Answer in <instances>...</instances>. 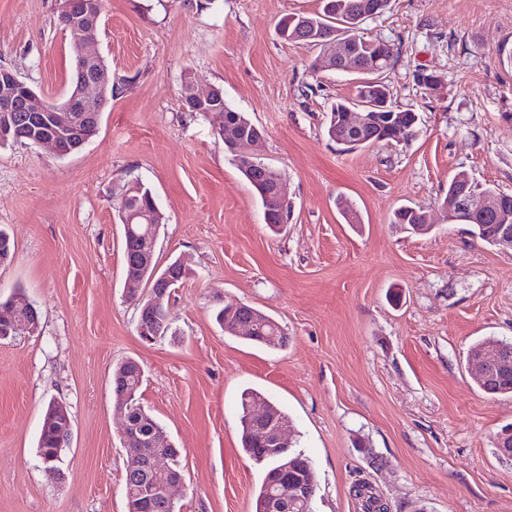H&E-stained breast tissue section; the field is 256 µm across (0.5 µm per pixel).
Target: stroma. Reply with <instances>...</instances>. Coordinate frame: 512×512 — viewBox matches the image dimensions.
Masks as SVG:
<instances>
[{"label": "stroma", "instance_id": "1", "mask_svg": "<svg viewBox=\"0 0 512 512\" xmlns=\"http://www.w3.org/2000/svg\"><path fill=\"white\" fill-rule=\"evenodd\" d=\"M57 0H0V67L50 102L71 85ZM319 0H106L94 52L113 95L97 134L64 158L0 147V228L13 243L0 297L41 312L33 335L0 343V512H127L129 457L112 367L137 359L140 401L180 450V512H253L262 470L240 450V394L277 402L317 473L313 512H361L364 484L389 512H512V459L495 453L512 396L465 367L484 338L512 342V252L444 219L464 171L512 194V0H389L364 33L393 47V99L419 120L401 143L353 151L325 131L352 75L312 74L316 47L275 31ZM441 79L430 90L420 73ZM219 86L264 131L262 160L293 206L280 233L225 153L211 114L185 111V82ZM149 187L165 216L159 262L189 274L170 304L175 335L142 341L124 295L117 183ZM358 212L344 220L338 202ZM424 208L426 235L394 223ZM243 302L288 335L267 348L225 335L216 308ZM73 420L64 481L38 455L44 408ZM416 212L418 214H416ZM425 212L426 211L423 210L421 207H412V206L400 207L394 213V223L411 224L417 233L428 234L433 230V228L435 227V224H431L429 215ZM421 214H424L422 219L425 220V224H421L422 223V219L420 217Z\"/></svg>", "mask_w": 512, "mask_h": 512}]
</instances>
